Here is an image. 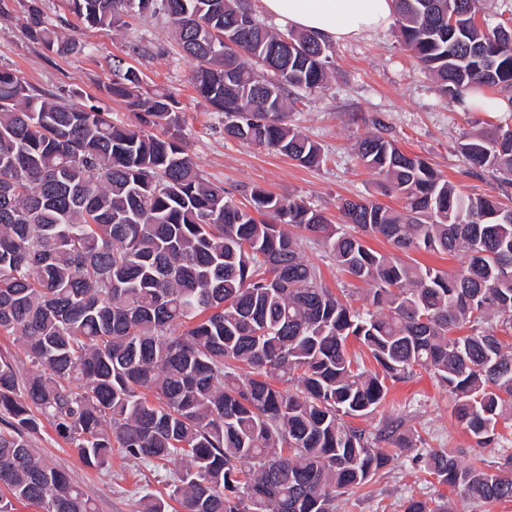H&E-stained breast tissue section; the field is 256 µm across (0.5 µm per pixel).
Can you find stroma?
I'll return each instance as SVG.
<instances>
[{"mask_svg": "<svg viewBox=\"0 0 512 512\" xmlns=\"http://www.w3.org/2000/svg\"><path fill=\"white\" fill-rule=\"evenodd\" d=\"M5 3L6 11L0 12V68L20 72L35 89L64 97L77 95L83 103L111 112L113 119L130 123L134 113L101 92L114 61H122L139 73L145 92H166L177 98L187 152L204 176L224 186L236 203H244L258 187L280 197L303 199L334 222L339 219L336 205L343 198L397 206V199L384 194L378 177L358 166L354 155L355 143L375 132L380 123L388 137L426 158L461 191L493 195L503 191L491 176L473 174L458 150L464 135L491 129L497 114L442 96L435 80L400 43L396 23L330 45L326 86L304 93L288 117L293 127L319 144L324 156L319 166L303 167L275 151L225 137L223 117L192 86L194 62L180 52L163 22L136 21L120 31L102 32L84 28L68 15L62 0H43L48 18L68 20L72 34L85 45L82 52L60 56L25 37L24 0ZM383 409L424 432L429 448L448 451L461 461L477 453L493 461L503 452L499 445L475 449L452 415L450 394L425 370L392 385ZM31 442L42 460L69 473L97 512H137L144 494L167 496L180 469L176 462L159 467L117 454L110 467H88L47 424ZM444 493L454 512H512V503L478 508L460 493L449 492L424 472L410 451L395 455L369 490L351 495L345 512H403L408 496Z\"/></svg>", "mask_w": 512, "mask_h": 512, "instance_id": "1", "label": "stroma"}]
</instances>
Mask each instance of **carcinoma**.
Wrapping results in <instances>:
<instances>
[{"mask_svg": "<svg viewBox=\"0 0 512 512\" xmlns=\"http://www.w3.org/2000/svg\"><path fill=\"white\" fill-rule=\"evenodd\" d=\"M89 26L166 19L195 62L192 84L227 118L224 134L302 166L319 145L288 124L296 91L323 88L328 45L266 29L244 0H68ZM403 45L458 100L485 87L512 103V28L477 20V0H395ZM25 31L46 51L84 45L28 0ZM288 39V55L281 52ZM104 92L138 123L40 93L0 70V333L22 340L26 378L0 355V512H95L68 474L36 457L42 420L90 467L179 460L169 499L140 512H339L393 450L413 448L437 483L482 503L512 502V452L467 463L423 447L401 419L374 433L345 418L374 413L389 387L430 371L476 446L506 439L512 420V204L463 193L377 131L358 145L398 209L338 205L348 232L303 202L264 190L242 208L206 180L180 137L178 102L143 93L113 66ZM470 167L512 184V112L465 136ZM461 255L449 274L368 247ZM367 285L371 308L323 285L301 241ZM358 343L359 351L349 348ZM375 362L366 368L362 352ZM404 512H452L444 497H409Z\"/></svg>", "mask_w": 512, "mask_h": 512, "instance_id": "carcinoma-1", "label": "carcinoma"}]
</instances>
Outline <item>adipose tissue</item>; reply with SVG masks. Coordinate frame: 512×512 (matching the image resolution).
<instances>
[{
  "label": "adipose tissue",
  "instance_id": "ef3b65f1",
  "mask_svg": "<svg viewBox=\"0 0 512 512\" xmlns=\"http://www.w3.org/2000/svg\"><path fill=\"white\" fill-rule=\"evenodd\" d=\"M265 14L326 42L355 38L386 26L393 0H261Z\"/></svg>",
  "mask_w": 512,
  "mask_h": 512
}]
</instances>
